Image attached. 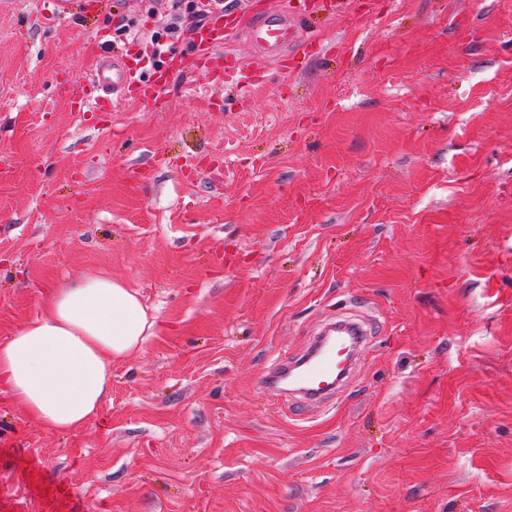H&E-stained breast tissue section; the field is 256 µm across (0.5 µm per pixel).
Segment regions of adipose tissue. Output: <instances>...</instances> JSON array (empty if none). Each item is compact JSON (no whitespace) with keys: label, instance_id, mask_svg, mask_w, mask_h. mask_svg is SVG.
<instances>
[{"label":"adipose tissue","instance_id":"1","mask_svg":"<svg viewBox=\"0 0 512 512\" xmlns=\"http://www.w3.org/2000/svg\"><path fill=\"white\" fill-rule=\"evenodd\" d=\"M47 315L0 342V396L55 433L97 417L112 386V363L154 330L138 293L102 275L64 281L46 294Z\"/></svg>","mask_w":512,"mask_h":512}]
</instances>
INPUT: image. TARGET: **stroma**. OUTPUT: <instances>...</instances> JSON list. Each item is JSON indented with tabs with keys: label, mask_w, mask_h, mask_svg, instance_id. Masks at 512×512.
I'll list each match as a JSON object with an SVG mask.
<instances>
[{
	"label": "stroma",
	"mask_w": 512,
	"mask_h": 512,
	"mask_svg": "<svg viewBox=\"0 0 512 512\" xmlns=\"http://www.w3.org/2000/svg\"><path fill=\"white\" fill-rule=\"evenodd\" d=\"M309 0L282 74L171 75L98 105L134 37L189 55L197 0H0V341L105 274L157 329L96 419L0 404V512H512V0ZM370 334L335 399L264 375ZM170 68L161 73L153 82H141L137 77L136 67L132 66L125 59H105L95 74V81L101 90L110 94L112 90V101L115 94L135 92V95L147 102L160 103L161 93L167 85Z\"/></svg>",
	"instance_id": "1"
}]
</instances>
